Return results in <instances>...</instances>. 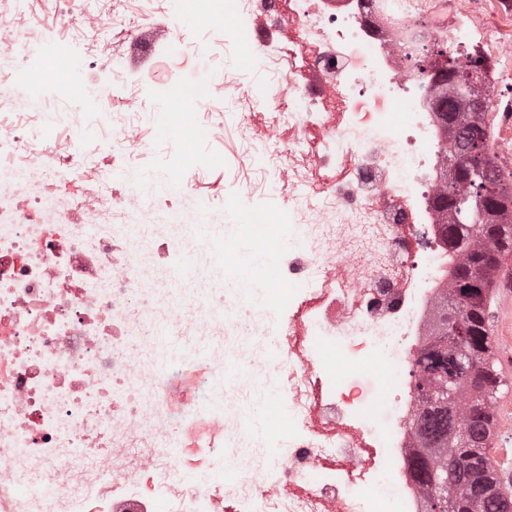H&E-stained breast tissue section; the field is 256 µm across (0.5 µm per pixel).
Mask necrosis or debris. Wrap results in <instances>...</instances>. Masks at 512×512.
I'll use <instances>...</instances> for the list:
<instances>
[{
    "label": "necrosis or debris",
    "instance_id": "4bbe7bcc",
    "mask_svg": "<svg viewBox=\"0 0 512 512\" xmlns=\"http://www.w3.org/2000/svg\"><path fill=\"white\" fill-rule=\"evenodd\" d=\"M194 7L0 0V512H424L423 404L401 366L432 343L448 289V127L433 73L408 62L442 39L480 44L471 0L444 34L417 23V0H206L199 23L222 36L194 50H249L288 108L259 111L257 85L217 63L198 111L169 101L166 121L245 147L235 191L206 180L220 155L171 142L177 189L149 209L118 175L153 150L151 105L171 83L138 66L182 41ZM90 79L109 98L72 106ZM228 211L252 215L239 234L266 255L265 306L223 287L224 262L246 264ZM378 352L396 371L376 402L331 382L335 355ZM273 369L288 442L272 471L242 405ZM175 467L191 480L169 483Z\"/></svg>",
    "mask_w": 512,
    "mask_h": 512
}]
</instances>
